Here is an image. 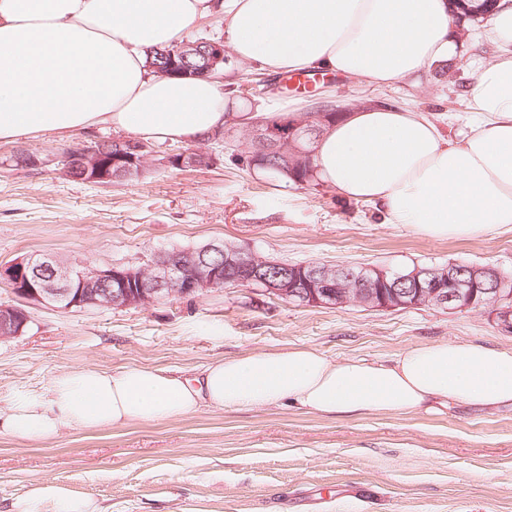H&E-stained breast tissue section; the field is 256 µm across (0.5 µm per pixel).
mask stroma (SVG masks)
<instances>
[{
  "label": "stroma",
  "instance_id": "35a3bbf8",
  "mask_svg": "<svg viewBox=\"0 0 512 512\" xmlns=\"http://www.w3.org/2000/svg\"><path fill=\"white\" fill-rule=\"evenodd\" d=\"M470 57L422 85L377 88L328 73L282 92L254 65L226 71L253 111L289 102L309 112L320 93L340 106L387 102L445 112L463 124ZM229 150L208 165L160 168L118 183L62 178L55 166H0V264L53 253L105 267L154 252L233 244L288 263L373 266L389 272L451 261L512 275V230L432 240L386 224L369 203L319 184L297 187L237 164L246 127L225 123ZM109 126L0 142V159L44 155L117 136ZM455 341L512 349L488 310L297 306L248 288L140 308L62 314L35 307L22 336L0 341V410L19 393L46 394L81 367L161 368L194 376L221 358L310 347L332 360L383 363L420 344ZM46 477L102 512H512V407L451 406L408 415L327 416L290 404L203 409L153 423L66 430L37 442L0 434V512Z\"/></svg>",
  "mask_w": 512,
  "mask_h": 512
}]
</instances>
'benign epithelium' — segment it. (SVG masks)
<instances>
[{
	"label": "benign epithelium",
	"mask_w": 512,
	"mask_h": 512,
	"mask_svg": "<svg viewBox=\"0 0 512 512\" xmlns=\"http://www.w3.org/2000/svg\"><path fill=\"white\" fill-rule=\"evenodd\" d=\"M151 70L160 77L173 75L213 77L224 63V40L185 41L172 49L148 54ZM325 114L285 120L274 126L262 117L248 124L251 144L288 163L313 158V150L298 144L300 130L324 120ZM207 153L187 149L166 155L146 153V147L126 139L98 140L59 157H31L37 167L58 164L67 178L111 183L143 171L147 160L157 166L198 167ZM221 255L222 263L209 261ZM0 282L11 286L16 301L0 305V340L24 333L31 321L29 308L42 305L59 313L94 308L146 307L162 300L199 296L210 289L258 288L290 304L316 307L356 303L378 310H396L424 304L444 312L492 307L501 327L512 332V280L499 270L478 264L431 269L415 268L393 281L387 271L369 266L353 270L320 263L286 264L260 257L231 244L208 243L144 256L127 265H75L55 254L22 257L0 266Z\"/></svg>",
	"instance_id": "1"
}]
</instances>
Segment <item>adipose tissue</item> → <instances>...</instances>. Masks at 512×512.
Segmentation results:
<instances>
[{"label": "adipose tissue", "mask_w": 512, "mask_h": 512, "mask_svg": "<svg viewBox=\"0 0 512 512\" xmlns=\"http://www.w3.org/2000/svg\"><path fill=\"white\" fill-rule=\"evenodd\" d=\"M222 13L229 53L272 74L327 70L378 87L419 85L469 48L448 0H0V141L110 125L143 141H203L230 119V92L209 78H161L151 48ZM496 54L472 59L457 139L438 119L359 105L315 143V177L375 204L419 236L468 239L512 226V0L484 32ZM289 402L321 415L414 413L459 404L512 406V350L453 341L416 345L388 363L331 360L311 348L220 359L192 378L130 367L77 368L47 396L20 394L0 434L49 441L66 429L151 423ZM99 512L52 480L13 512Z\"/></svg>", "instance_id": "adipose-tissue-1"}]
</instances>
